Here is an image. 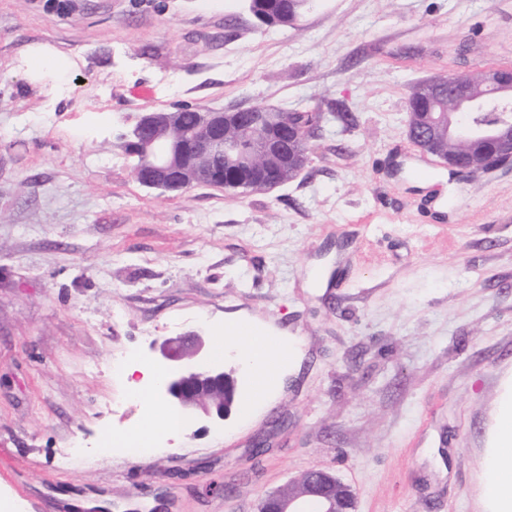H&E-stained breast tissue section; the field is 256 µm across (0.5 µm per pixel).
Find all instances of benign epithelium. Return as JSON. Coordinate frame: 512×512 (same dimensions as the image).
Listing matches in <instances>:
<instances>
[{
    "label": "benign epithelium",
    "mask_w": 512,
    "mask_h": 512,
    "mask_svg": "<svg viewBox=\"0 0 512 512\" xmlns=\"http://www.w3.org/2000/svg\"><path fill=\"white\" fill-rule=\"evenodd\" d=\"M481 80L500 99L512 100V68L487 69L482 72ZM423 88L425 95L417 100L416 108L426 113V117L421 122L410 123L408 138L420 151L430 154L442 131H447L450 138L456 135L457 113L479 107V98L471 81L462 75L445 83L428 79L423 82ZM173 120L169 112L146 113L134 131V140L127 142L129 149L146 158L137 180L148 188L170 193L198 185H224V173L215 168L213 160L237 151L236 142L224 139V124L230 121L244 124L268 160L264 166L243 160L235 188L259 181L270 191L283 184L282 167L293 165L295 175L305 167V163L291 155L294 133L279 112L255 107L206 110L199 126L183 135L177 145L153 136V132H162ZM471 135L494 146L486 161L487 169L512 162L511 123L474 128ZM152 349L162 365V395L176 411L188 421L203 419L214 425L224 422L232 411V403L208 401L204 395L212 390L222 391L226 386L236 388V372L241 366L236 363L224 369V364L211 358L204 337L197 332L155 341ZM306 475L305 493L287 499L274 491L261 501L258 512H307L311 503L318 506V512H356L355 494L339 477L321 469H311Z\"/></svg>",
    "instance_id": "obj_1"
}]
</instances>
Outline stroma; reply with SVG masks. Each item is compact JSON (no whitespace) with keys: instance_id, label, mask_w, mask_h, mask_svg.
Segmentation results:
<instances>
[{"instance_id":"obj_1","label":"stroma","mask_w":512,"mask_h":512,"mask_svg":"<svg viewBox=\"0 0 512 512\" xmlns=\"http://www.w3.org/2000/svg\"><path fill=\"white\" fill-rule=\"evenodd\" d=\"M49 48L65 77L37 72ZM512 66V0H0V512H257L313 468L358 512H481L512 407V168L455 177L409 142L414 84ZM271 190L162 193L123 135L180 106L327 110ZM234 323L299 339L250 413L147 451L129 354Z\"/></svg>"}]
</instances>
